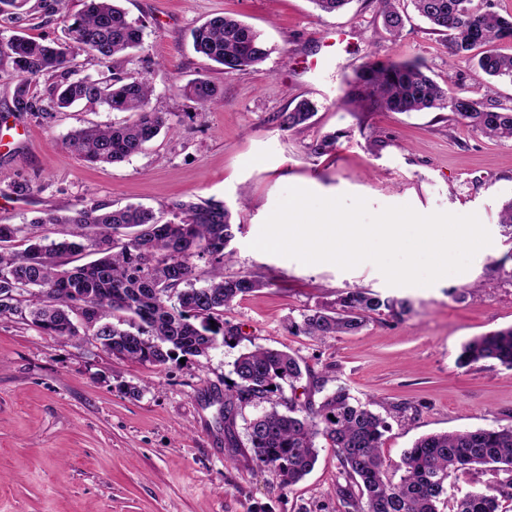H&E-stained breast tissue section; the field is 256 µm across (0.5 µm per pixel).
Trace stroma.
<instances>
[{"label": "stroma", "mask_w": 512, "mask_h": 512, "mask_svg": "<svg viewBox=\"0 0 512 512\" xmlns=\"http://www.w3.org/2000/svg\"><path fill=\"white\" fill-rule=\"evenodd\" d=\"M142 22L144 45L125 67L155 88L153 104L176 113L160 133L119 164L93 165L62 143L72 130L131 121L85 103L47 122L12 114L13 69L0 59V222L25 224L36 211L79 201L129 204L170 220L168 203L214 199L232 214L228 276L263 280L225 312L240 335L205 357L163 366L112 355L93 337L48 336L18 315L0 316V512H336L339 461L320 449L313 470L283 484L258 467L247 424L258 406L222 418L235 359L254 346L295 353L327 390L342 386L389 422L386 459L399 462L419 437L512 423V368H462L473 337L512 326V140H492L456 124L450 112H369L344 102L368 54L417 60L440 84L475 101L512 107V81L489 83L471 55L452 57L411 0L399 38L385 30L375 0L339 13L312 0H123ZM259 31L272 49L260 66L223 73L194 53L189 32L217 14ZM206 77L222 106L201 107L179 86ZM317 105L308 128L280 129L277 113L302 99ZM337 135L323 156L307 146ZM30 187L13 193L14 183ZM367 199L371 211L411 206L421 214H476L491 236L465 272L429 286L388 285L372 262L343 270L252 249L286 188ZM366 288L409 299L403 319L373 316L355 334L320 343L288 331L289 320Z\"/></svg>", "instance_id": "obj_1"}]
</instances>
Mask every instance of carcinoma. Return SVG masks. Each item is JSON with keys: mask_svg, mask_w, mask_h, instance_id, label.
I'll list each match as a JSON object with an SVG mask.
<instances>
[{"mask_svg": "<svg viewBox=\"0 0 512 512\" xmlns=\"http://www.w3.org/2000/svg\"><path fill=\"white\" fill-rule=\"evenodd\" d=\"M376 2L387 30L399 36L404 18L395 0ZM412 2L432 30L447 38L448 54L460 56L482 47L478 69L490 78L512 80V54L494 49L498 42H512V17L474 10L470 0ZM28 3L0 0V21L20 26ZM40 7L61 14L65 40L47 42L19 32L0 45V56L17 75L14 112L41 120L53 117L33 92L38 81L50 75L56 81L48 88V98L56 110L85 102L135 114L131 122L93 125L66 135L64 146L92 164L123 162L161 130L175 128V114L151 106L150 80L122 67L125 57L142 47L144 26L129 19L121 0H86L76 14L66 10V0H40ZM190 37L194 52L224 73L254 68L271 54L252 26L231 15L206 20L191 29ZM75 51L112 63L111 75L77 76L69 68ZM182 92L202 107L223 102L222 89L208 78L187 83ZM344 98L363 103L369 112L446 110L455 122L489 138L512 139V108L479 104L465 91L439 84L416 60L368 58L348 82ZM316 113V105L303 99L278 115L279 126L300 132ZM337 140L325 136L307 149L320 156L335 149ZM168 209L173 219L163 223L142 206L81 202L61 212L44 210L29 221L69 226L57 239L32 237L24 224L0 223V315L21 312L18 303L27 294L30 322L43 333L77 335L72 319L76 315L104 349L154 365L181 356L203 357L220 344H230L239 332L224 320V311L266 282L224 275V263L232 255L227 247L234 237L224 203L176 200ZM18 239L26 247L11 250ZM85 252L96 258L71 265L73 257ZM197 260L209 265L203 280L195 272ZM410 311L405 298L357 288L337 297L332 308L301 314L288 328L325 341L360 331L374 315L401 318ZM479 363L512 368V326L463 344L458 365ZM233 373L236 379L224 389V432L230 433L235 408L269 405L250 422L248 442L256 464L275 469L288 485L313 469L319 447L334 449L341 476L336 483L339 512H442L449 481L488 464L507 467L511 476L466 493L456 500L455 512H500L499 499H512V424L422 436L403 452L396 480L388 475L391 464L382 453L386 418L346 388L336 387L318 403L309 398L301 402L297 383L306 377L321 393L327 379L313 375L294 354L261 346L241 353Z\"/></svg>", "mask_w": 512, "mask_h": 512, "instance_id": "carcinoma-1", "label": "carcinoma"}]
</instances>
